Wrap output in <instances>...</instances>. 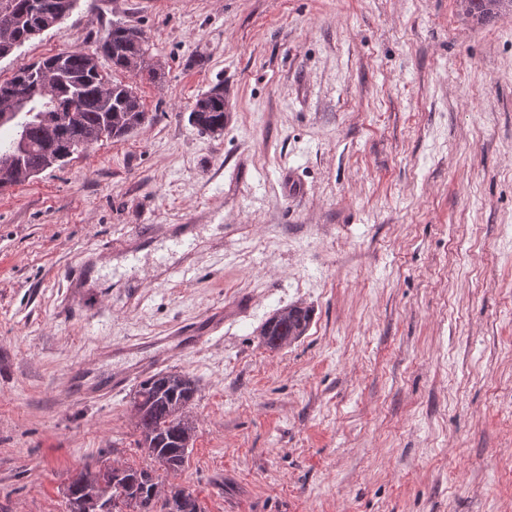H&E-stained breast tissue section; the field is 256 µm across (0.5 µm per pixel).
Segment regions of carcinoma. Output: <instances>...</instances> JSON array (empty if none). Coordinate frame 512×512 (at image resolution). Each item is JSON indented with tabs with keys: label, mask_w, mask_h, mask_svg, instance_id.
Returning a JSON list of instances; mask_svg holds the SVG:
<instances>
[{
	"label": "carcinoma",
	"mask_w": 512,
	"mask_h": 512,
	"mask_svg": "<svg viewBox=\"0 0 512 512\" xmlns=\"http://www.w3.org/2000/svg\"><path fill=\"white\" fill-rule=\"evenodd\" d=\"M466 13L490 22L512 13V0H460ZM76 0H0V57L31 39V32L64 18ZM151 45L145 33L121 22L112 24L96 51H69L19 68L0 82V190L23 182L26 175L51 165L60 167L87 141L122 138L141 126L147 113L127 84L112 80L102 69L106 60L114 72L157 71L146 65ZM32 88L38 98L25 110L14 109V93ZM224 84L199 94L190 121L199 132L224 131ZM312 309L293 303L273 312L260 326L259 344L281 350L308 330ZM198 380L185 372H159L140 381L131 407L139 432L138 447L159 468L176 471L184 463L196 435L198 419L192 405ZM157 468V469H159ZM157 469L84 466L66 487L68 512H203L200 502L184 488L161 491Z\"/></svg>",
	"instance_id": "1"
}]
</instances>
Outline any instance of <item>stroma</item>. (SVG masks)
Here are the masks:
<instances>
[{"instance_id":"stroma-1","label":"stroma","mask_w":512,"mask_h":512,"mask_svg":"<svg viewBox=\"0 0 512 512\" xmlns=\"http://www.w3.org/2000/svg\"><path fill=\"white\" fill-rule=\"evenodd\" d=\"M115 22L152 45L158 78L122 76L149 121L0 191V512L149 466L130 396L164 371L199 393L162 480L206 512H512V14L77 0L0 80ZM218 83L213 137L189 113ZM296 302L306 335L260 346ZM312 309L293 303L277 309L260 326L259 344L269 350H281L297 342L308 330Z\"/></svg>"}]
</instances>
